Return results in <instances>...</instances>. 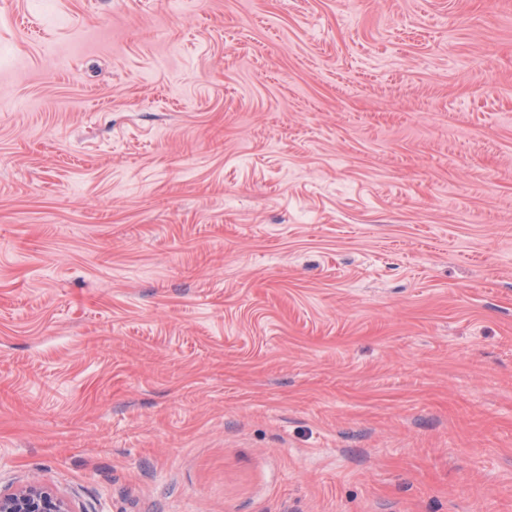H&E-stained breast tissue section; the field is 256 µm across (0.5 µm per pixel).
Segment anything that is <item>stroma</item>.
<instances>
[{"label": "stroma", "mask_w": 512, "mask_h": 512, "mask_svg": "<svg viewBox=\"0 0 512 512\" xmlns=\"http://www.w3.org/2000/svg\"><path fill=\"white\" fill-rule=\"evenodd\" d=\"M0 0V491L512 512V0Z\"/></svg>", "instance_id": "stroma-1"}]
</instances>
